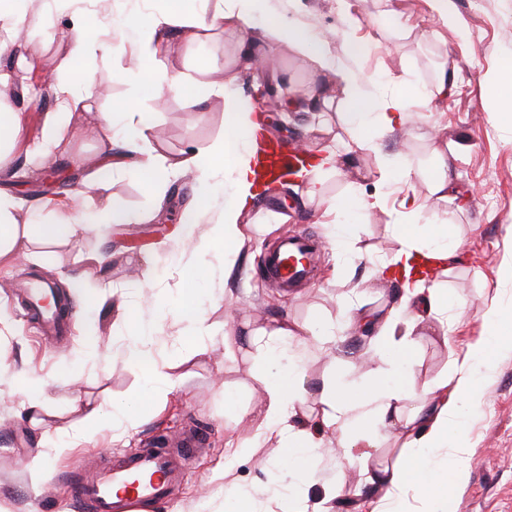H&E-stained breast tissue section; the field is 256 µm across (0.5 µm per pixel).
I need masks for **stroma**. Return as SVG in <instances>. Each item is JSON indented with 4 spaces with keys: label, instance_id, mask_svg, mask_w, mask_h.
Returning a JSON list of instances; mask_svg holds the SVG:
<instances>
[{
    "label": "stroma",
    "instance_id": "35a3bbf8",
    "mask_svg": "<svg viewBox=\"0 0 512 512\" xmlns=\"http://www.w3.org/2000/svg\"><path fill=\"white\" fill-rule=\"evenodd\" d=\"M166 7L165 0L140 5L135 0H21L25 35L0 50V108L22 115L17 144L0 157V194L14 198L35 224L54 222L48 199L75 197L74 217L88 226L81 237L53 248L50 255L22 256L0 266V319L12 326L11 335H0V512H91L73 500V478L194 428L206 440L179 484L167 500L148 503L138 512H199L205 505L221 512L225 490L242 489L258 497L279 485L284 450L273 440L254 441L265 413L269 372L249 338L276 319L336 327L335 342H310L306 352L302 388L313 413L322 409L323 386L342 381L362 386L381 378L386 360L370 336L338 329V297L358 290L363 310L378 314L397 303L399 286L377 280L375 266L395 245L390 225L398 203L390 195L384 208L341 215V223L353 225L359 235L345 255L333 249L319 217L327 200L350 190L379 192L378 157L409 166L421 177L435 173L438 164L428 136L447 143L453 154L450 175L469 192L465 209L447 206L467 258L441 279L452 298L448 318L457 324L452 342L444 344L432 335L421 339L413 358L411 396L452 369L451 346L512 331V319L493 323L488 317L493 294L512 301V282L500 280L503 264L512 259V125L499 114L494 80L501 56L512 53V0H451L449 20L433 12L430 0H266L254 19L256 27L293 20L325 39L335 65L351 62L345 40L376 46V55L363 54L354 62L363 74L383 76V94L406 85L431 87L443 79L448 92L429 101L411 98L409 124L380 138L377 152L357 154L360 177L346 170L330 174L320 197H306L290 185L265 191L263 201L243 214L245 243L229 273L217 236L218 203L229 194L222 175L171 176L158 193L132 169L112 171L94 187L86 185L93 160L102 155L99 121L111 113L139 112L154 129L145 151L173 159L206 151L224 136L223 99L170 95L160 104L123 77L132 66L138 33L114 31V20L136 12L158 14ZM46 15L52 28L41 23ZM79 27L95 34L115 32L113 52L72 64L70 36ZM239 39L229 28L208 29L199 42L171 43L157 64L205 84L212 78L204 70L207 60H222L234 78L233 88L249 97L267 72L239 65ZM84 71L92 72L94 81L74 112L79 131L65 149L43 153L44 121L56 109L53 86L79 83ZM266 121L270 138L304 144L313 154L348 137L341 126L318 127L303 112L289 117L284 127L275 113H267ZM200 200L206 213L196 237L181 239L176 229L183 213ZM113 201L140 212L144 220L113 225L111 242L105 245L96 227L107 222ZM302 231L321 245L315 278L289 292L259 278L255 268L261 254L278 238ZM202 246L208 251L207 272L188 293L184 286ZM104 250L110 258L101 265L95 258ZM30 272L95 299L74 303L68 329L40 335L19 297V286ZM147 277L169 315L157 314L145 301ZM187 295L208 332L198 345L183 339L173 314ZM136 322L156 340L169 385L165 399L147 400L140 369L125 358ZM92 337L98 338L99 349L89 346ZM26 374L46 384L35 425L20 412ZM228 390L235 395L230 404L224 401ZM137 396L146 404L122 437L105 425L93 430L81 447L56 452L60 436L81 425L75 398L100 404L108 414L113 404ZM463 414L470 430V477L461 512H512V355L498 360L480 404L464 408ZM233 443L238 446L234 452L229 449ZM37 454L52 465L48 479H34L27 466ZM319 470L343 474L353 503L348 512H357L358 503L375 495L358 465L348 464L343 454L323 455Z\"/></svg>",
    "mask_w": 512,
    "mask_h": 512
}]
</instances>
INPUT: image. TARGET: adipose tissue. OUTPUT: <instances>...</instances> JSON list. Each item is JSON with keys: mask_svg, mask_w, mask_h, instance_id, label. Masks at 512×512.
<instances>
[{"mask_svg": "<svg viewBox=\"0 0 512 512\" xmlns=\"http://www.w3.org/2000/svg\"><path fill=\"white\" fill-rule=\"evenodd\" d=\"M204 15L186 12L184 0H168V6L153 21L156 36L154 48L140 52L128 77L131 81H147L155 95L171 92L186 95L189 84L178 75L168 73L156 63L158 47L180 39L188 42L199 36L202 25L232 27L241 34L240 57L250 62L255 43L266 50L285 45L303 57L312 76L331 74L339 77L342 88L337 101H322L315 88H307L308 106L316 110L318 126L339 123L351 134L356 149L372 148L375 138L395 132L405 126L407 111L403 94L381 96V81L361 75L355 66L336 67L323 49V39L303 31L286 21L255 31L252 19L260 0H204ZM209 88L224 100V139L207 152L191 153L177 160L163 155H151L139 160L134 156L137 142L147 140L148 128L136 121L133 111L122 115L119 134H104L101 144L114 167L133 166L156 177L174 169L195 172L209 177L223 173L230 194L223 206L220 231L226 256H233L244 245L240 222L244 211L257 195L251 145L261 125L250 99L230 91L227 85L213 82ZM59 101L57 112L48 115L43 131L46 148L57 149L67 144L73 132L69 117L77 99L72 86H55ZM430 149L439 163L438 173L425 179V196L438 199H462L459 185L448 175V151L431 143ZM422 196V197H425ZM421 196L405 195L400 202L399 221L394 226L395 248L376 269L378 277H400V300L383 318H373L360 312L351 294H343L344 326L368 330L387 348L385 385L357 388L337 385L323 389V409L319 420L303 425L306 413L302 384L304 352L314 326L279 322L268 330L269 342L264 350L268 358H276L281 348H288L291 365L288 371L272 375L265 386V414L256 428L258 439H277L287 448L284 469L290 474H314L322 454L328 452V434L340 432L343 447L354 448L365 430L378 436H393L402 450L393 461L374 462L369 453L359 455L366 479L384 491L372 512H406L403 493L413 488L419 491L426 512H459L460 493L469 480V439L460 419V408L480 401L481 386L474 374L475 364H489L492 351H512V336H483L465 347L454 349V366L449 375L425 384L417 402H410L407 384L413 375L412 352L417 333L434 327L449 335L447 289L429 283L427 272L449 275L459 261L461 242L449 230L452 218L447 211L425 212ZM70 201L57 203L62 220L38 227L19 223V207L10 198L0 196V264L19 255H30L33 244H55L83 234L85 225L73 222L69 215ZM404 335H397V328ZM447 448L454 455L448 476L436 474L424 451Z\"/></svg>", "mask_w": 512, "mask_h": 512, "instance_id": "adipose-tissue-1", "label": "adipose tissue"}]
</instances>
